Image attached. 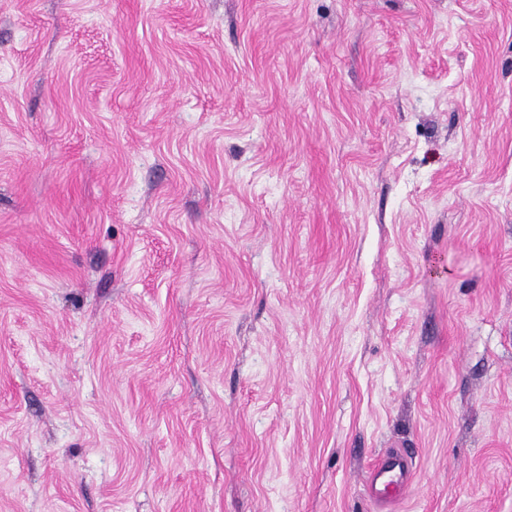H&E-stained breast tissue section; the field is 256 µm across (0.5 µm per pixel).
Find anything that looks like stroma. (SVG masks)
<instances>
[{"label":"stroma","instance_id":"1","mask_svg":"<svg viewBox=\"0 0 512 512\" xmlns=\"http://www.w3.org/2000/svg\"><path fill=\"white\" fill-rule=\"evenodd\" d=\"M0 512H512V0H0ZM403 459L400 456L381 457L372 467L369 476V489L375 496L398 495L409 481Z\"/></svg>","mask_w":512,"mask_h":512}]
</instances>
